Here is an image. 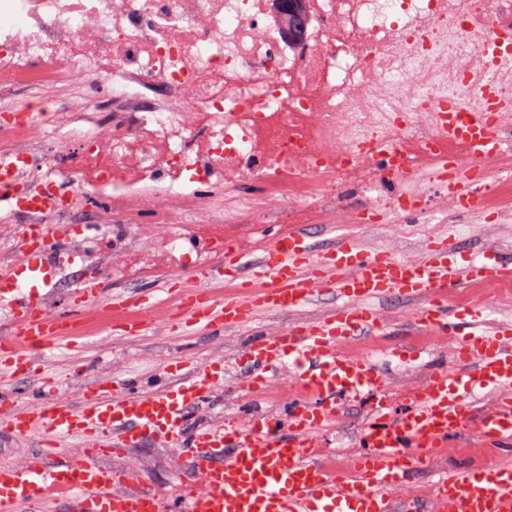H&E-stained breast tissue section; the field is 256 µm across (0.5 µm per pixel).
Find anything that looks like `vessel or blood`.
Wrapping results in <instances>:
<instances>
[{
	"label": "vessel or blood",
	"mask_w": 512,
	"mask_h": 512,
	"mask_svg": "<svg viewBox=\"0 0 512 512\" xmlns=\"http://www.w3.org/2000/svg\"><path fill=\"white\" fill-rule=\"evenodd\" d=\"M434 118L430 152L415 153L402 143L382 147L381 158L415 154L420 164H439V199L461 212L481 210L486 194L476 186L478 168L504 144L495 113L470 112L461 128L444 113ZM27 167L24 157L0 155V201L23 210L35 206L26 192ZM67 232L63 225H27L23 259L0 271V301L10 310V332L0 337V368L29 378L41 395L29 408L0 388V426L15 436L42 432L51 452L42 464L0 467V512H29L45 500L60 512H512V467L502 464L435 472L430 509L401 494L449 437L468 430L484 442L512 444V318L488 327L480 307L448 315L449 288L472 279L512 281V265L500 261L497 249L482 248L460 264L454 239L438 236L421 257L400 260L384 249H364L336 225H328L325 242L317 246L305 226L292 224L270 232L252 264H244L241 249L228 240L209 265L168 278L162 293L115 296L100 282L85 281L74 292L73 306L52 315L43 290ZM330 291L337 304L316 320L245 345L241 357L254 367L247 380L251 391H261L267 372L285 365L298 390L283 412L258 409L243 424L228 419L220 426L188 427L190 411L223 383L227 361L186 373L170 368L159 390L114 391L95 382L76 403L29 364L33 350L75 348L88 327L101 321L128 336L145 335L160 316L176 318L183 334L215 333L262 313L300 311ZM390 297L414 307L413 323L421 332L439 334L454 319L468 327L455 341V370L415 388L409 410L400 415L389 408L388 382L372 356L348 349L360 333L380 324L378 305ZM493 392L498 398L492 407H477L482 395ZM351 399L368 400L371 415L356 462L345 474L316 448ZM74 438L83 443L78 457L57 455ZM148 439L186 442L199 483L167 501L134 486L128 472L98 461Z\"/></svg>",
	"instance_id": "1"
}]
</instances>
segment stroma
Returning a JSON list of instances; mask_svg holds the SVG:
<instances>
[{"instance_id":"1","label":"stroma","mask_w":512,"mask_h":512,"mask_svg":"<svg viewBox=\"0 0 512 512\" xmlns=\"http://www.w3.org/2000/svg\"><path fill=\"white\" fill-rule=\"evenodd\" d=\"M15 105L44 113L50 130L49 137L25 143V150L47 154L58 166H66L78 142L80 133L90 131L102 122V109L109 103V91L104 85L89 88L83 83L67 87L31 88L12 95ZM206 201L204 210L178 214L179 227L207 236L221 230L237 237L241 248L252 254L263 245L269 224H228L225 212L235 210L239 202L235 194L223 186L201 188ZM370 196L360 186L349 185L335 200L321 203L320 211L306 227L315 242H322V228L333 223L336 209H343L349 218L344 232L357 236L366 247L390 251L396 258L411 260L420 257L426 242L438 235L455 237L460 253L484 244L499 248L504 259L512 260V207L486 208L482 212L461 214L440 202H432L421 218H409L407 226L399 222L358 224L354 216L369 201ZM56 223L54 213L34 217L13 204L0 201V269H9L21 258L16 232L20 225L34 221ZM169 229L151 221L143 213L135 223L123 225L114 240L96 241L72 234L68 245L83 255L84 269L100 279L110 292L129 294L154 287L159 277L176 274L183 269L180 258L167 251ZM467 295L468 305L485 310L486 326L508 315L512 316V298L502 299L491 292L486 280H473L459 285ZM334 296L327 295L294 314H265L255 325L231 328L220 333L181 335L175 328L157 321L146 335L136 338L96 329L90 331L81 348L69 351L54 347L32 354L33 367L47 369L72 400H80L90 382L108 381L109 385L128 387L137 381H150L165 374L169 364L179 361L185 369L208 362H220L240 355L246 341L256 335L272 336L300 321H312L331 309ZM381 312L385 325L375 333L358 337L351 345L354 354L367 353L384 369L389 381L388 398L393 413L405 411L412 390L437 369L452 370L456 361L451 349L452 336H424L411 324L414 309L400 300L386 302ZM405 347L419 350L414 361L400 357ZM290 395L288 369H281L271 378L270 389L252 396L244 390V376L239 372L225 375L223 386L216 388L210 401L192 411L193 425L223 423L224 419L243 420L245 405L279 409ZM369 418V403L365 400L346 402L335 421L321 437L322 457L341 471H349L359 450L360 436ZM44 436L34 432L16 437L0 428V466L29 465L43 462ZM105 465L128 471L142 487L172 497L187 484L198 481L187 448L167 442L146 441L126 449L119 455L105 458ZM493 463L512 465V452L485 447L467 434L449 438L447 447L437 449L430 463L431 470L451 466L477 468Z\"/></svg>"}]
</instances>
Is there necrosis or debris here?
I'll use <instances>...</instances> for the list:
<instances>
[{"mask_svg":"<svg viewBox=\"0 0 512 512\" xmlns=\"http://www.w3.org/2000/svg\"><path fill=\"white\" fill-rule=\"evenodd\" d=\"M305 24L296 28L295 14ZM512 0H0V92L109 83L111 109L72 166L117 223L140 190L200 210L192 183L239 193L251 223L295 220L377 167V146L429 140L438 103L469 102Z\"/></svg>","mask_w":512,"mask_h":512,"instance_id":"1","label":"necrosis or debris"}]
</instances>
